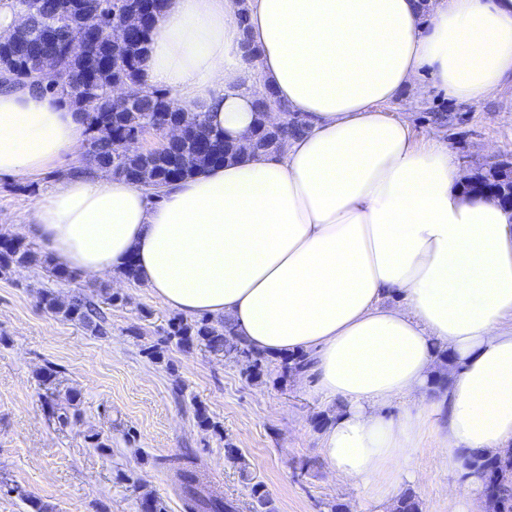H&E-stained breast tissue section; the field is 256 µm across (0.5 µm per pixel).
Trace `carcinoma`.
<instances>
[{
	"label": "carcinoma",
	"mask_w": 512,
	"mask_h": 512,
	"mask_svg": "<svg viewBox=\"0 0 512 512\" xmlns=\"http://www.w3.org/2000/svg\"><path fill=\"white\" fill-rule=\"evenodd\" d=\"M15 6L25 13L27 29L0 41V73L9 77L10 84L24 83L44 64L45 56H53L62 79L40 85L37 90L59 97L86 121V160L73 168L75 172L106 168L157 197L162 188L201 167L222 164L242 154L278 152L288 138L304 131L303 123L292 118L279 128L266 126V105L260 103L254 136L243 142L226 140L214 134L199 114H187L177 108L168 91L139 90V64L151 35L152 13L131 40L114 47L105 38L106 29L112 25V0H17ZM77 38L87 44L82 54L71 50V43ZM114 84L141 94L133 103L116 102L112 99ZM147 113L152 114L159 131L166 122L188 118V138L172 144L167 154L141 150L139 134ZM482 180L502 196L512 194L509 170L499 169L482 176ZM36 261L33 246L24 238L0 234V271ZM39 304L66 320L105 334V318L99 307L83 295L66 302L55 292L44 290ZM172 340L179 345L196 342L212 352L224 353L227 359L242 360L255 374L267 361V356L236 336L231 324L221 317L203 315L191 321L176 318L166 330L165 341ZM467 467L471 474L488 478L492 500L483 502L484 512H512V450L475 457ZM175 475L182 488L185 512H239L235 500L202 487L197 471L188 463L177 462ZM250 496V512H274L273 501L262 483L251 486ZM392 512H421L415 491L407 488L396 497Z\"/></svg>",
	"instance_id": "1"
}]
</instances>
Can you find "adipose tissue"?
<instances>
[{
    "mask_svg": "<svg viewBox=\"0 0 512 512\" xmlns=\"http://www.w3.org/2000/svg\"><path fill=\"white\" fill-rule=\"evenodd\" d=\"M140 69L226 139L269 95L307 130L154 205L111 172L69 176L26 234L90 278L134 262L164 305L226 318L266 355L308 354L316 394L341 404L324 455L372 500L413 479L427 394L457 467L512 448V209L467 192L446 143L385 111L422 76L464 104L512 79V0H165ZM86 137L58 97L0 89V175L39 177ZM402 397L413 407L384 416Z\"/></svg>",
    "mask_w": 512,
    "mask_h": 512,
    "instance_id": "1",
    "label": "adipose tissue"
}]
</instances>
